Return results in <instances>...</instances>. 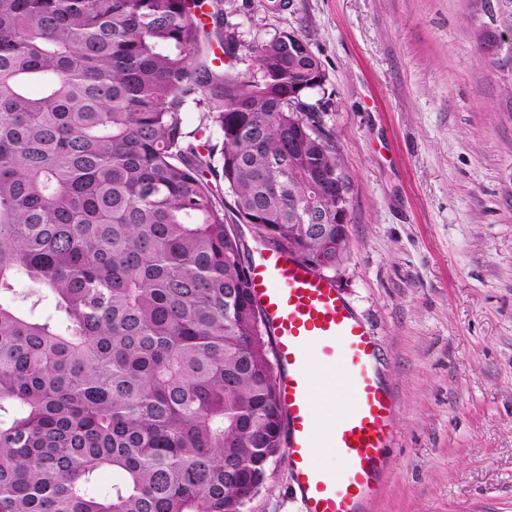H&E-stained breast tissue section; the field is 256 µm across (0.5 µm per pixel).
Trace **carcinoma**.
Here are the masks:
<instances>
[{"label":"carcinoma","instance_id":"cac0c4a2","mask_svg":"<svg viewBox=\"0 0 512 512\" xmlns=\"http://www.w3.org/2000/svg\"><path fill=\"white\" fill-rule=\"evenodd\" d=\"M223 4L0 0V512H244L284 444L224 196L334 264L345 166L319 58L281 32L254 70L217 64ZM20 276L53 313L5 298Z\"/></svg>","mask_w":512,"mask_h":512}]
</instances>
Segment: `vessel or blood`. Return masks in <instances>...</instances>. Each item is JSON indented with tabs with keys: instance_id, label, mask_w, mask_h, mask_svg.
<instances>
[{
	"instance_id": "obj_1",
	"label": "vessel or blood",
	"mask_w": 512,
	"mask_h": 512,
	"mask_svg": "<svg viewBox=\"0 0 512 512\" xmlns=\"http://www.w3.org/2000/svg\"><path fill=\"white\" fill-rule=\"evenodd\" d=\"M250 280L279 365L288 459L303 512H365L390 462L396 414L394 394L377 372L378 345L339 291L295 257L259 251ZM340 344L346 356H337ZM319 359L334 361L353 385L352 400L329 426L319 423L312 394ZM322 448L344 461L341 472L321 466Z\"/></svg>"
}]
</instances>
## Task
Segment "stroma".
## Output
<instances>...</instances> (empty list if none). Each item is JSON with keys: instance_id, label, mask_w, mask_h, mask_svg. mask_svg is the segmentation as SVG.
<instances>
[{"instance_id": "stroma-1", "label": "stroma", "mask_w": 512, "mask_h": 512, "mask_svg": "<svg viewBox=\"0 0 512 512\" xmlns=\"http://www.w3.org/2000/svg\"><path fill=\"white\" fill-rule=\"evenodd\" d=\"M258 46L303 37L349 181L334 284L398 400L370 512H512V114L464 0H224ZM245 512H301L287 453Z\"/></svg>"}]
</instances>
